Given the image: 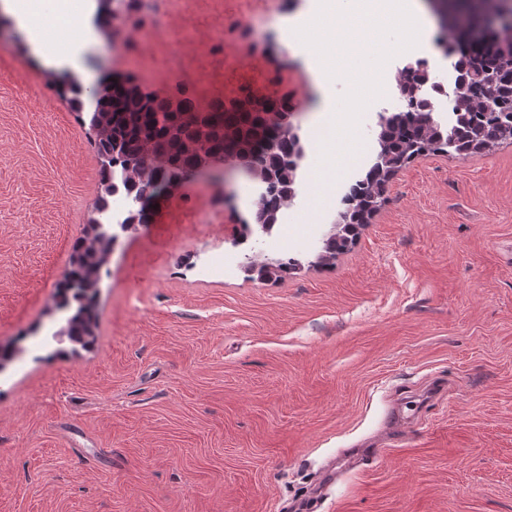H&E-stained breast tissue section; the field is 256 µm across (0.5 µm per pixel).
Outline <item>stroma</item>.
I'll list each match as a JSON object with an SVG mask.
<instances>
[{"label": "stroma", "instance_id": "stroma-1", "mask_svg": "<svg viewBox=\"0 0 512 512\" xmlns=\"http://www.w3.org/2000/svg\"><path fill=\"white\" fill-rule=\"evenodd\" d=\"M308 0H177L179 47L94 42L86 60L142 66L162 91L288 96L319 115L305 53L282 39ZM223 34V49L213 37ZM0 67V344L30 353L0 374V512H512V144L402 169L356 244L312 260L362 149L325 173L322 202L239 243L257 184L234 163L186 180L121 234L95 346L56 350L55 283L98 192L86 130L47 70L6 42ZM230 195L223 211L217 197ZM298 258L277 282L205 274L249 249Z\"/></svg>", "mask_w": 512, "mask_h": 512}]
</instances>
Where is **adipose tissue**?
<instances>
[{"mask_svg":"<svg viewBox=\"0 0 512 512\" xmlns=\"http://www.w3.org/2000/svg\"><path fill=\"white\" fill-rule=\"evenodd\" d=\"M7 11L22 26L33 55L48 67L77 64L87 43L78 33L84 27V0H5ZM66 18L71 31L63 48H55L58 20Z\"/></svg>","mask_w":512,"mask_h":512,"instance_id":"ef3b65f1","label":"adipose tissue"}]
</instances>
